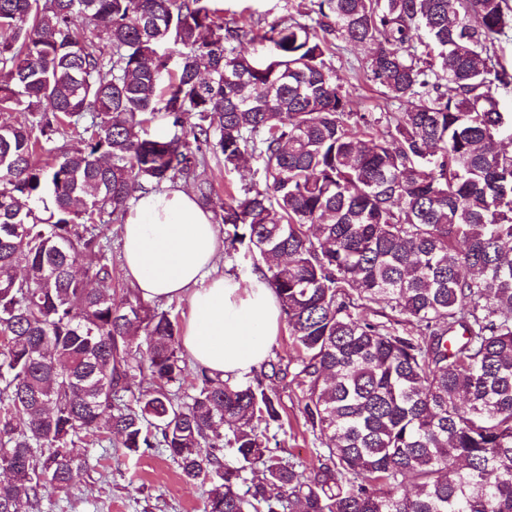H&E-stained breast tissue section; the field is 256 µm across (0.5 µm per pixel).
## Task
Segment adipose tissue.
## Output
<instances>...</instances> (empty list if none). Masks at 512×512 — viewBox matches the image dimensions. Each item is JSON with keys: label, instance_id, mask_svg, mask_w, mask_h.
Instances as JSON below:
<instances>
[{"label": "adipose tissue", "instance_id": "obj_1", "mask_svg": "<svg viewBox=\"0 0 512 512\" xmlns=\"http://www.w3.org/2000/svg\"><path fill=\"white\" fill-rule=\"evenodd\" d=\"M122 242V272L144 298L188 299L182 344L194 365L233 380L266 360L280 322L276 294L263 276L242 282L217 273V226L191 190L137 193Z\"/></svg>", "mask_w": 512, "mask_h": 512}]
</instances>
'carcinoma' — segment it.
Instances as JSON below:
<instances>
[{
  "mask_svg": "<svg viewBox=\"0 0 512 512\" xmlns=\"http://www.w3.org/2000/svg\"><path fill=\"white\" fill-rule=\"evenodd\" d=\"M211 2L0 0V112L35 115L0 124V512L69 495L96 433L162 449L206 512H512V0H310L316 26L271 25L262 59ZM332 38L369 46L401 111L351 109ZM82 120L76 148L47 147ZM247 154L258 181L224 199L197 177ZM178 181L266 263L313 471L273 453L259 376L198 367L181 398L177 316L112 289L104 225Z\"/></svg>",
  "mask_w": 512,
  "mask_h": 512,
  "instance_id": "cac0c4a2",
  "label": "carcinoma"
}]
</instances>
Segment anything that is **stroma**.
Returning <instances> with one entry per match:
<instances>
[{
    "instance_id": "stroma-1",
    "label": "stroma",
    "mask_w": 512,
    "mask_h": 512,
    "mask_svg": "<svg viewBox=\"0 0 512 512\" xmlns=\"http://www.w3.org/2000/svg\"><path fill=\"white\" fill-rule=\"evenodd\" d=\"M301 2L221 0V18L224 26L243 30L239 50L257 57L264 50L260 36L270 24L297 19L312 24V17L302 14ZM368 54V47L340 41L329 61L341 84L349 90L354 111H397V104L386 101L363 73L361 66ZM261 369L268 372L266 385L276 393L281 405L282 426L275 431L274 453L287 462L316 466L321 445L304 425L301 392L295 378L298 353L291 345L287 325H280L268 361ZM75 451L89 461L87 471L76 479V494L69 498L46 496L44 512H205V485L187 483L178 465L157 450L130 457L123 449L105 447L90 435L78 442Z\"/></svg>"
}]
</instances>
